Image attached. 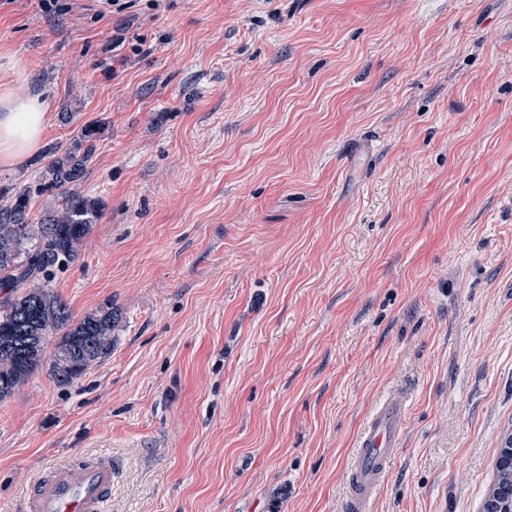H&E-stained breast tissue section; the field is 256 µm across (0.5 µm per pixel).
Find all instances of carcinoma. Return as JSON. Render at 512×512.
Instances as JSON below:
<instances>
[{
    "label": "carcinoma",
    "instance_id": "cac0c4a2",
    "mask_svg": "<svg viewBox=\"0 0 512 512\" xmlns=\"http://www.w3.org/2000/svg\"><path fill=\"white\" fill-rule=\"evenodd\" d=\"M97 129L84 125L64 152L49 151L39 172L43 191H61L59 207L35 224L28 211L29 190L0 206V401L49 361L60 385H69L112 350L115 317L100 307L81 318L51 289L55 271L79 257L81 244L101 218V203L77 191L92 158ZM29 288L21 295L13 288ZM58 337L51 357L49 339ZM512 497V471L497 469L489 496Z\"/></svg>",
    "mask_w": 512,
    "mask_h": 512
}]
</instances>
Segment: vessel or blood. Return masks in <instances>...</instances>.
Masks as SVG:
<instances>
[{
    "instance_id": "1",
    "label": "vessel or blood",
    "mask_w": 512,
    "mask_h": 512,
    "mask_svg": "<svg viewBox=\"0 0 512 512\" xmlns=\"http://www.w3.org/2000/svg\"><path fill=\"white\" fill-rule=\"evenodd\" d=\"M405 411V398L389 394L372 411L361 430L348 477V512H374L390 461L400 446ZM111 499L110 457L66 459L32 479L19 509L20 512H105Z\"/></svg>"
}]
</instances>
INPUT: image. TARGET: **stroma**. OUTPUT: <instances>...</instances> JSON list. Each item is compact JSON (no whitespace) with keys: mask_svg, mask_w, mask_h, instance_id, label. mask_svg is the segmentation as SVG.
Wrapping results in <instances>:
<instances>
[{"mask_svg":"<svg viewBox=\"0 0 512 512\" xmlns=\"http://www.w3.org/2000/svg\"><path fill=\"white\" fill-rule=\"evenodd\" d=\"M0 0L44 147L100 128L102 217L55 291L111 352L0 401V512L108 455L109 512H481L512 434V0ZM72 113L64 121L63 113ZM405 411V398L389 394L372 411L361 430L348 477V512L374 511L390 461L400 446Z\"/></svg>","mask_w":512,"mask_h":512,"instance_id":"obj_1","label":"stroma"}]
</instances>
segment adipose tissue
Here are the masks:
<instances>
[{"label":"adipose tissue","mask_w":512,"mask_h":512,"mask_svg":"<svg viewBox=\"0 0 512 512\" xmlns=\"http://www.w3.org/2000/svg\"><path fill=\"white\" fill-rule=\"evenodd\" d=\"M47 105L39 94H17L12 83L0 84V166L22 165L42 146Z\"/></svg>","instance_id":"ef3b65f1"}]
</instances>
